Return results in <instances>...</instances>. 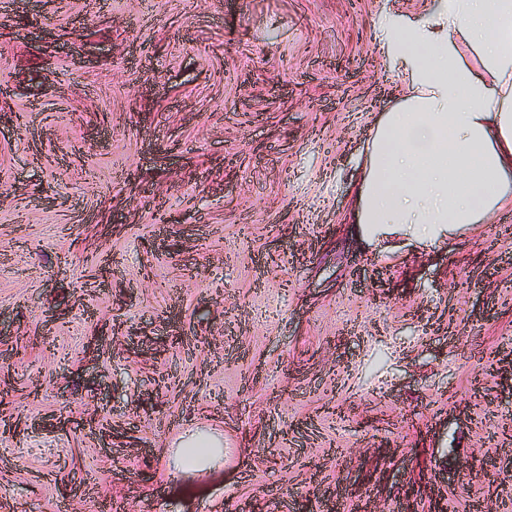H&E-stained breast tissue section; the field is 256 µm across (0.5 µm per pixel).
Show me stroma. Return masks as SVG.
Here are the masks:
<instances>
[{
    "label": "stroma",
    "instance_id": "stroma-1",
    "mask_svg": "<svg viewBox=\"0 0 512 512\" xmlns=\"http://www.w3.org/2000/svg\"><path fill=\"white\" fill-rule=\"evenodd\" d=\"M429 2L0 0V512H512V207L354 222Z\"/></svg>",
    "mask_w": 512,
    "mask_h": 512
}]
</instances>
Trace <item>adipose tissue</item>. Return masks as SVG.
<instances>
[{
    "instance_id": "obj_1",
    "label": "adipose tissue",
    "mask_w": 512,
    "mask_h": 512,
    "mask_svg": "<svg viewBox=\"0 0 512 512\" xmlns=\"http://www.w3.org/2000/svg\"><path fill=\"white\" fill-rule=\"evenodd\" d=\"M386 28L405 71L371 130L356 222L369 240L399 231L433 247L512 206V0H432Z\"/></svg>"
}]
</instances>
